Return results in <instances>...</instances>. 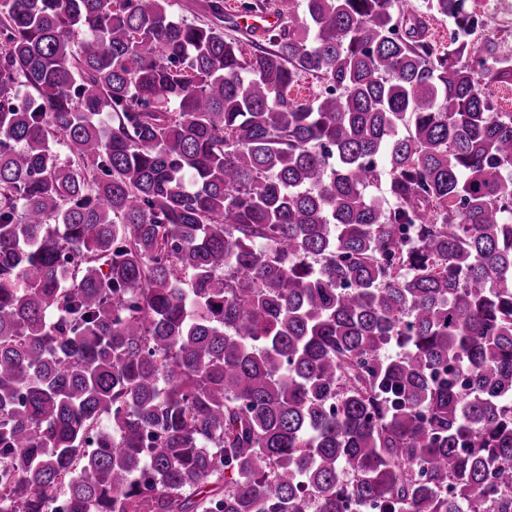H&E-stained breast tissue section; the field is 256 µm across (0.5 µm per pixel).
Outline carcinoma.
<instances>
[{"instance_id": "cac0c4a2", "label": "carcinoma", "mask_w": 512, "mask_h": 512, "mask_svg": "<svg viewBox=\"0 0 512 512\" xmlns=\"http://www.w3.org/2000/svg\"><path fill=\"white\" fill-rule=\"evenodd\" d=\"M275 11L0 0V512H512V53ZM178 6L175 12L178 16L194 23H211L217 24L224 28V33L240 39V45L245 53H249L255 42L262 39L264 33L256 34L250 28L238 23L237 5L240 0H223L224 1V21L215 19L209 11V4L212 0H176ZM228 2H232L229 4ZM251 34V35H250Z\"/></svg>"}]
</instances>
